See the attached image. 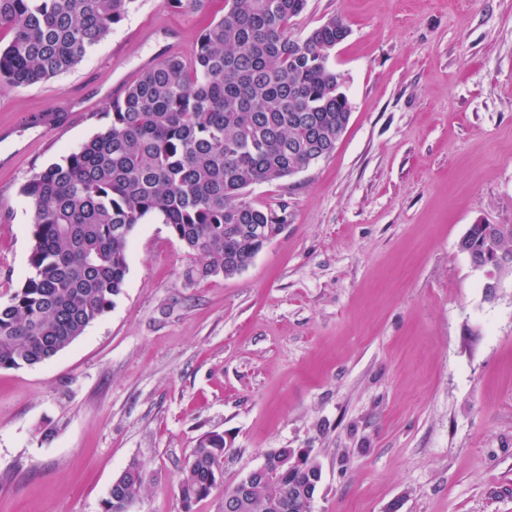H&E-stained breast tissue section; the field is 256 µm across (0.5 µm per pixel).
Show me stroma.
Instances as JSON below:
<instances>
[{"instance_id":"35a3bbf8","label":"stroma","mask_w":512,"mask_h":512,"mask_svg":"<svg viewBox=\"0 0 512 512\" xmlns=\"http://www.w3.org/2000/svg\"><path fill=\"white\" fill-rule=\"evenodd\" d=\"M349 28L333 65L351 118L334 153L250 187L288 222L241 273L198 259L160 216L131 236L111 310L34 367L0 369V512H102L131 460L128 512H182L179 474L224 435V485L305 448L311 512H512V275L494 299L458 242L512 224V0H308L294 33ZM163 0L68 72L0 90V302L28 273L35 173L108 123L149 60L208 23ZM71 103L63 134L37 121ZM143 487L142 466L137 460H131L113 481L109 498L103 504V512H127V506Z\"/></svg>"}]
</instances>
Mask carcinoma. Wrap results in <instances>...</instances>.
<instances>
[{
  "label": "carcinoma",
  "mask_w": 512,
  "mask_h": 512,
  "mask_svg": "<svg viewBox=\"0 0 512 512\" xmlns=\"http://www.w3.org/2000/svg\"><path fill=\"white\" fill-rule=\"evenodd\" d=\"M136 0H0V88L52 79L80 63ZM215 0H165L187 15ZM224 15L200 32L190 56L147 67L103 107L106 128L34 173L21 188L33 211L29 271L0 303V369L51 359L106 314L125 284L128 245L148 215L197 254L191 281L244 269L288 223L248 197L250 186L325 159L347 129L344 76L331 64L349 35L331 17L292 33L307 0H222ZM473 267L504 256L512 271V224H473L458 244ZM299 458L293 471L281 467ZM267 477L236 512H310L322 480L316 457L277 448ZM224 433L201 435L181 471L182 512L223 482ZM144 487L133 459L115 478L103 512H126Z\"/></svg>",
  "instance_id": "cac0c4a2"
}]
</instances>
